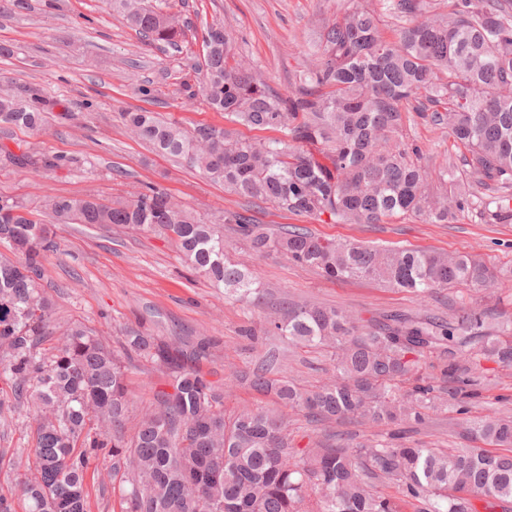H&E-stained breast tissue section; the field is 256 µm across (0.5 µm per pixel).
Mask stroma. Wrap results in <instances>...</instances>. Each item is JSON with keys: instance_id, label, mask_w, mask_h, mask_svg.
<instances>
[{"instance_id": "35a3bbf8", "label": "stroma", "mask_w": 512, "mask_h": 512, "mask_svg": "<svg viewBox=\"0 0 512 512\" xmlns=\"http://www.w3.org/2000/svg\"><path fill=\"white\" fill-rule=\"evenodd\" d=\"M347 0H165V8L189 31L181 50L145 43L108 0H23L22 7L0 9V84H26L54 100L41 130L0 129V199L40 209L48 196H92L123 200L144 184L163 186L195 215L223 225L230 258L258 277L264 302L256 306L229 298L185 267L176 248L156 233L121 226L58 224L60 251L46 265L42 291L52 305L57 331L76 320L119 348L124 327L155 336L209 338L215 346L201 363L208 379L224 386V410L267 404V397L235 379L258 367L312 386L333 374L329 356L268 334L265 319L285 302L311 301L349 310L368 319L383 312L447 315L455 293L425 297L366 282L326 279L317 269L276 255L252 251L227 214L239 212L271 230L284 224L306 226L313 234L356 239L400 249L470 253L502 269L491 290L465 292L466 300L512 314V221L490 223L472 211L449 224L395 217L383 224H329L293 215L226 190L184 162L156 153L126 131L120 115L143 109L190 131L200 124L229 125L202 97L188 98L185 85H198L197 63L206 23L221 20L238 36V52L258 66L280 93H288L308 65L320 28L340 16ZM408 136L430 167L455 161L447 129L411 116ZM24 151L60 157L54 169L19 168L9 153ZM473 375L489 401L474 413L493 408L512 415V366L482 362ZM27 403L6 400L0 407V492L12 495L15 512H27L15 495L17 478L27 472L33 446ZM293 435L322 440L342 437L363 443L380 430L357 421L314 426L280 407ZM452 412L430 413L408 429L407 442L426 448L453 445ZM88 512H122V479L112 461L91 459L85 479Z\"/></svg>"}]
</instances>
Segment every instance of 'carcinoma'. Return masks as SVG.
I'll use <instances>...</instances> for the list:
<instances>
[{
  "mask_svg": "<svg viewBox=\"0 0 512 512\" xmlns=\"http://www.w3.org/2000/svg\"><path fill=\"white\" fill-rule=\"evenodd\" d=\"M403 20L391 41L381 16L350 0L318 33L315 59L291 91L274 90L262 71L236 61L237 38L223 26L202 32L198 90L230 121L279 137L238 138L225 127L186 132L144 110L124 125L157 151L183 158L230 191L333 224H382L414 215L446 224L465 209L512 220V0H382ZM132 28L173 49L184 25L162 0H115ZM54 102L26 84L0 88V126L38 131ZM448 128L466 169L432 173L406 133L408 113ZM21 168L56 159L12 155ZM236 224L258 254H281L336 280L380 283L416 295L440 289L485 291L496 268L469 254L393 249L322 239L299 225L278 234L240 214ZM49 224H123L175 242L182 260L238 301L258 298L250 270L226 258L223 227L208 224L147 184L132 198L50 197L40 212L0 201V382L39 409L33 472L18 482L28 512H87L85 473L93 456L124 469V512H512V417H468L482 397L470 368L512 365V320L460 302L447 320L383 314L360 323L341 308L290 303L266 318L268 331L329 353L335 376L314 389L268 369L244 375L251 387L311 421L360 420L376 426L422 423L437 405L463 416L474 442L419 448L396 434L355 446L292 445L273 409L224 414V390L200 362L212 343L163 340L128 327L117 351L81 322L62 335L40 293L45 263L57 253ZM438 353L441 378L422 375ZM161 369L165 387L137 410L127 385L134 362ZM375 479L397 488L385 495Z\"/></svg>",
  "mask_w": 512,
  "mask_h": 512,
  "instance_id": "carcinoma-1",
  "label": "carcinoma"
}]
</instances>
